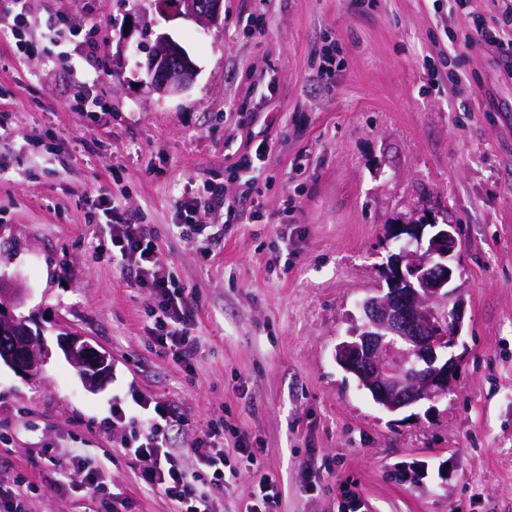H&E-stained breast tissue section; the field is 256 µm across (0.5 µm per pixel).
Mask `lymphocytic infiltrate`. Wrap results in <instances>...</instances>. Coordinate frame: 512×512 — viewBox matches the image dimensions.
I'll return each mask as SVG.
<instances>
[{
    "instance_id": "obj_1",
    "label": "lymphocytic infiltrate",
    "mask_w": 512,
    "mask_h": 512,
    "mask_svg": "<svg viewBox=\"0 0 512 512\" xmlns=\"http://www.w3.org/2000/svg\"><path fill=\"white\" fill-rule=\"evenodd\" d=\"M91 209L104 219L92 226L90 239L98 254L108 255L133 288L148 290L153 348L171 358L181 369L193 370L200 353L194 329L198 297L192 289L175 282L158 245V236L140 215L127 212L119 198H95ZM179 236L197 239L204 254L220 246L230 225L255 219L245 197H229L223 187L212 186L178 204ZM132 407L116 403L112 417L102 428L124 425L128 433L120 446L136 481L164 495L176 512H218L227 480L221 440L227 428L223 416L208 419L190 445L194 469H187L181 455L172 449L169 432L187 425L188 418L172 401L133 396Z\"/></svg>"
}]
</instances>
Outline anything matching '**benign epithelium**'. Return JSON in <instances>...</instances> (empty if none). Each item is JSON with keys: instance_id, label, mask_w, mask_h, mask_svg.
Masks as SVG:
<instances>
[{"instance_id": "7a95c632", "label": "benign epithelium", "mask_w": 512, "mask_h": 512, "mask_svg": "<svg viewBox=\"0 0 512 512\" xmlns=\"http://www.w3.org/2000/svg\"><path fill=\"white\" fill-rule=\"evenodd\" d=\"M223 0H180L175 15L209 26L221 17ZM152 89L162 95L187 91L197 68L184 47L168 34L156 36L144 62ZM400 224L391 238L401 243L387 265L388 288L362 302L364 325L336 346V363L388 413L423 400L435 403L453 393L456 356L462 330V303L440 314L434 304L449 300L454 290L453 256L456 226ZM25 289L0 275V365L21 377L38 376L48 358L40 333L14 310L23 305ZM58 345L88 388H100L112 376L110 355L86 337L67 331Z\"/></svg>"}]
</instances>
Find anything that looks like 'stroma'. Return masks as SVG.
Wrapping results in <instances>:
<instances>
[{
    "instance_id": "obj_1",
    "label": "stroma",
    "mask_w": 512,
    "mask_h": 512,
    "mask_svg": "<svg viewBox=\"0 0 512 512\" xmlns=\"http://www.w3.org/2000/svg\"><path fill=\"white\" fill-rule=\"evenodd\" d=\"M265 9L263 32L249 15ZM17 53L0 26V273L27 290L20 312L50 352L29 380L0 368V483L36 488L31 512H100V494L62 485L50 459L77 454L120 494L121 512H173L135 482L119 432L99 421L132 394L189 417L187 452L223 413L259 451L232 474L223 512H243L257 473L283 482L277 512H512V74L495 45L464 47L473 20L498 31L496 0L435 11L433 0H224L210 30L146 0H27ZM139 17L130 27V17ZM169 34L195 62L187 92L145 86L122 44ZM101 102L96 115L74 96ZM269 142L246 189L237 154ZM220 183L258 200L210 258L172 234L177 203ZM120 197L157 232L176 282L200 297L193 376L151 348L148 293L87 242V200ZM429 214L459 228L463 301L455 392L389 414L336 363L361 301L397 252L393 225ZM286 264L267 258L282 229ZM66 330L110 352L114 377L85 388L57 345Z\"/></svg>"
}]
</instances>
